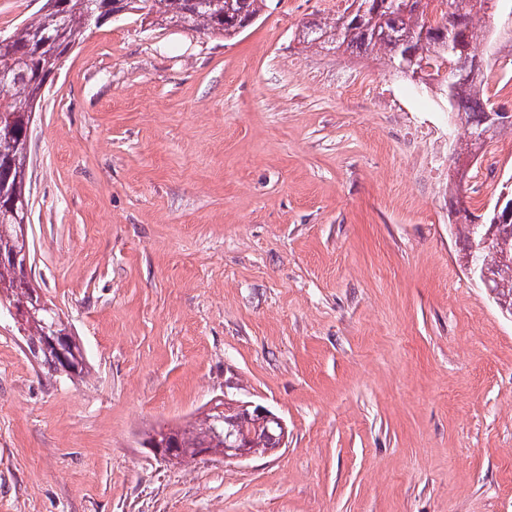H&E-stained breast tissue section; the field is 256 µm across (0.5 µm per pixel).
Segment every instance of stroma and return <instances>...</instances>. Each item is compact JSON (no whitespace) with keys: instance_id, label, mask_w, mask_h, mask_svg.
Instances as JSON below:
<instances>
[{"instance_id":"obj_1","label":"stroma","mask_w":512,"mask_h":512,"mask_svg":"<svg viewBox=\"0 0 512 512\" xmlns=\"http://www.w3.org/2000/svg\"><path fill=\"white\" fill-rule=\"evenodd\" d=\"M321 2L272 0L231 40L118 15L47 81L27 240L89 373L45 376L0 309V512H512V317L460 259V121L391 109L375 82L426 90L374 56L303 44ZM227 396L285 447L143 446Z\"/></svg>"}]
</instances>
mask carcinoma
<instances>
[{
  "instance_id": "carcinoma-1",
  "label": "carcinoma",
  "mask_w": 512,
  "mask_h": 512,
  "mask_svg": "<svg viewBox=\"0 0 512 512\" xmlns=\"http://www.w3.org/2000/svg\"><path fill=\"white\" fill-rule=\"evenodd\" d=\"M114 0H43L41 8L24 19L0 41V75L8 77L9 88L0 89V185L12 189L14 197L0 200V252L23 248L16 226L22 223L24 210L30 207L28 185L29 144L24 129L26 116L35 112L43 96L47 78L60 68L61 60L74 45L76 36L89 26L93 18L102 21L114 12ZM122 9L136 15L150 26L180 27L189 31L219 33L232 37L254 22L267 0H121ZM433 0H352L348 9L324 22H310L303 30V42L308 45H330L358 52L381 53L389 69L398 73L420 72L435 68L442 78L441 86L448 107L457 112L464 125V140L455 145L454 153L461 156L474 146L471 133L491 130L489 139L512 129V120L500 119L504 106L486 93L484 77L475 71V51L484 42L487 29L474 24L479 15L497 18L512 13V0H448V10L435 15L430 9ZM450 15L456 20V33L448 39L443 20ZM492 203L480 224L460 225L465 242V262L476 274L487 272L499 306L512 316V219L504 211H495ZM492 235V245H482L486 235ZM39 301L35 288L27 283L12 265L0 262V307H20ZM65 326L56 309L42 311L35 319L20 327L27 349L37 352L39 366L51 376L79 378L89 373L84 357L77 358L78 367L64 371L55 355L43 348L45 326L51 323ZM243 426L253 431L252 448L264 453L275 446L274 437L281 430L270 424L253 425L233 412ZM217 414L206 413L173 429L183 448H195L208 442L219 448L223 441L218 434L223 424Z\"/></svg>"
}]
</instances>
